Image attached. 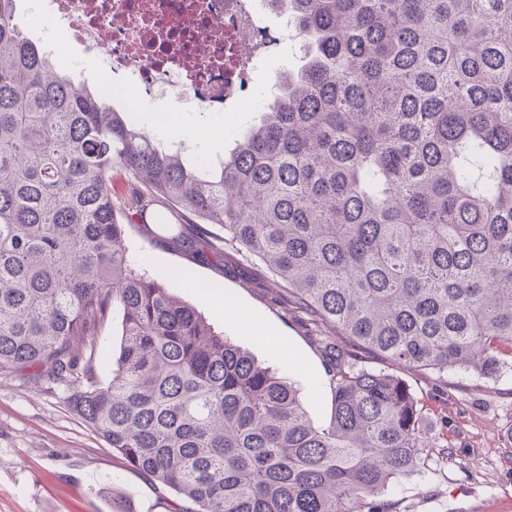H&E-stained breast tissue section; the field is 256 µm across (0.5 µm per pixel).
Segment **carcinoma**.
<instances>
[{
  "label": "carcinoma",
  "mask_w": 512,
  "mask_h": 512,
  "mask_svg": "<svg viewBox=\"0 0 512 512\" xmlns=\"http://www.w3.org/2000/svg\"><path fill=\"white\" fill-rule=\"evenodd\" d=\"M303 64L213 166L75 84L0 0V372L68 404L178 512H399L429 440L406 381L324 336L331 416L129 254L151 225L393 363L512 358V0H269ZM220 226L217 235L209 226ZM122 312L112 380L74 346Z\"/></svg>",
  "instance_id": "obj_1"
}]
</instances>
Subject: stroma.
<instances>
[{
    "instance_id": "stroma-1",
    "label": "stroma",
    "mask_w": 512,
    "mask_h": 512,
    "mask_svg": "<svg viewBox=\"0 0 512 512\" xmlns=\"http://www.w3.org/2000/svg\"><path fill=\"white\" fill-rule=\"evenodd\" d=\"M241 112L184 115L199 153L213 158L233 146L228 129L246 125ZM132 255L146 273L300 390L310 420L330 417L331 375L315 333L260 267L221 274L138 232ZM121 318L108 319L94 350L98 385L112 378ZM417 398L431 447L423 468L398 478L388 499L402 512H512V368L484 378L463 370L443 374L396 365ZM71 390L25 374H0V512H111L113 491L132 512H170L172 490L122 466L111 448L70 409Z\"/></svg>"
}]
</instances>
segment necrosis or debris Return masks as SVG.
Returning <instances> with one entry per match:
<instances>
[{
  "mask_svg": "<svg viewBox=\"0 0 512 512\" xmlns=\"http://www.w3.org/2000/svg\"><path fill=\"white\" fill-rule=\"evenodd\" d=\"M56 33L49 52L78 49L115 80L108 99L163 101L185 112L260 111L248 95L261 69L266 0H39Z\"/></svg>",
  "mask_w": 512,
  "mask_h": 512,
  "instance_id": "obj_1",
  "label": "necrosis or debris"
}]
</instances>
